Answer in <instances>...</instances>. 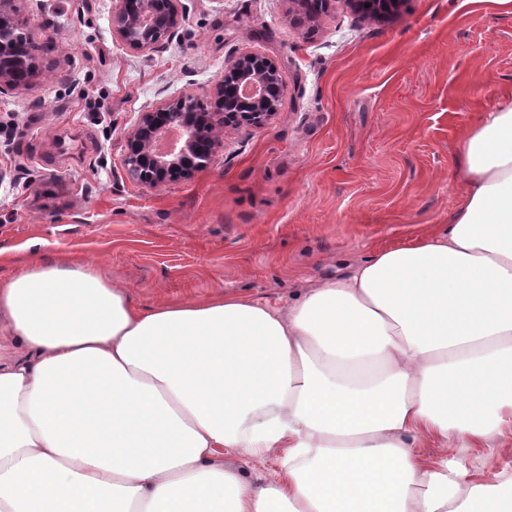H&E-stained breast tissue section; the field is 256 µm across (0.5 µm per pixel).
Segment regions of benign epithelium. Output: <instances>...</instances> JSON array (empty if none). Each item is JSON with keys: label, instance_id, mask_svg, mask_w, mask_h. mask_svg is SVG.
<instances>
[{"label": "benign epithelium", "instance_id": "1", "mask_svg": "<svg viewBox=\"0 0 512 512\" xmlns=\"http://www.w3.org/2000/svg\"><path fill=\"white\" fill-rule=\"evenodd\" d=\"M0 0V93L26 81L19 75L35 73V64L19 44L22 30L11 20ZM179 23L176 0H120L112 19L113 30L131 48L149 51ZM266 57L249 53L224 72L216 85L214 107L207 108L190 96L164 101L140 113L125 146L124 163L133 176L148 187H159L204 168L224 127L238 124L231 107L249 109L248 123L262 126L275 114L269 91L285 90L278 73L267 72Z\"/></svg>", "mask_w": 512, "mask_h": 512}]
</instances>
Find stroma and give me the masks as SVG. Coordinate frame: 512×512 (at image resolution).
<instances>
[{"label": "stroma", "mask_w": 512, "mask_h": 512, "mask_svg": "<svg viewBox=\"0 0 512 512\" xmlns=\"http://www.w3.org/2000/svg\"><path fill=\"white\" fill-rule=\"evenodd\" d=\"M116 0H10L37 48L0 94V280L32 259L95 263L152 306L224 291L285 304L303 280L444 230L460 200L462 131L512 100V4L404 0L383 20L331 0H177L151 51L114 32ZM255 52L286 86L261 127H226L210 163L157 188L124 163L139 113L211 104Z\"/></svg>", "instance_id": "stroma-1"}]
</instances>
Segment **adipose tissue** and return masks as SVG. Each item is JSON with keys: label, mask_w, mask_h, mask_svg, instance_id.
I'll return each instance as SVG.
<instances>
[{"label": "adipose tissue", "mask_w": 512, "mask_h": 512, "mask_svg": "<svg viewBox=\"0 0 512 512\" xmlns=\"http://www.w3.org/2000/svg\"><path fill=\"white\" fill-rule=\"evenodd\" d=\"M444 231L284 305L144 308L91 265L0 282V512H512V101ZM419 440L439 444L420 460ZM285 456L263 483L225 451Z\"/></svg>", "instance_id": "1"}]
</instances>
